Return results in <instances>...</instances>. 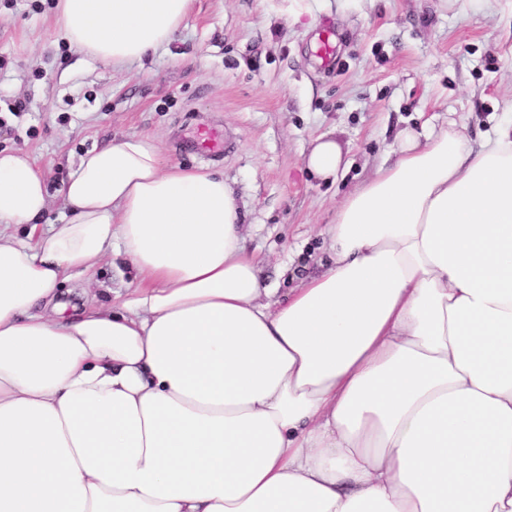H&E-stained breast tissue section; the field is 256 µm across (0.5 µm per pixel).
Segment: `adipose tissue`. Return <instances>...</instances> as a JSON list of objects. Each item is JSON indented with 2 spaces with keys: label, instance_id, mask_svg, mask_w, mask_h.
<instances>
[{
  "label": "adipose tissue",
  "instance_id": "obj_1",
  "mask_svg": "<svg viewBox=\"0 0 512 512\" xmlns=\"http://www.w3.org/2000/svg\"><path fill=\"white\" fill-rule=\"evenodd\" d=\"M190 5L54 12L118 68ZM305 165L335 179L342 149L317 138ZM62 194L43 224V169L0 152V512H512V119L477 143L401 131L282 301L223 174L148 137L87 152ZM108 256L124 295L61 301Z\"/></svg>",
  "mask_w": 512,
  "mask_h": 512
}]
</instances>
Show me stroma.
I'll return each instance as SVG.
<instances>
[{"instance_id": "35a3bbf8", "label": "stroma", "mask_w": 512, "mask_h": 512, "mask_svg": "<svg viewBox=\"0 0 512 512\" xmlns=\"http://www.w3.org/2000/svg\"><path fill=\"white\" fill-rule=\"evenodd\" d=\"M511 108L506 0H192L170 45L121 69L68 46L53 0H0V150L44 165L49 221L80 156L147 136L170 162L223 170L281 298L327 267L340 205L393 159L399 131L452 119L475 140ZM205 127L224 135L212 160L197 151ZM321 135L347 162L333 182L305 168ZM127 281L106 259L67 285L106 302Z\"/></svg>"}]
</instances>
